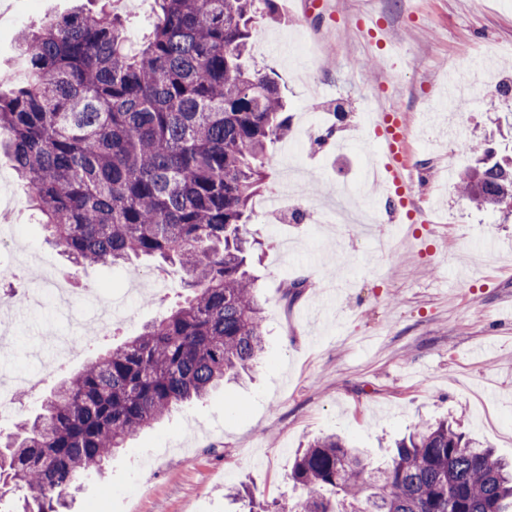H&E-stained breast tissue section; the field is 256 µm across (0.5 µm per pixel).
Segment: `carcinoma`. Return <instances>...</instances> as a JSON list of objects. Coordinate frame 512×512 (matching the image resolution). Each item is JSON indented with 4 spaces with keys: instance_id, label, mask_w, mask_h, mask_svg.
<instances>
[{
    "instance_id": "obj_1",
    "label": "carcinoma",
    "mask_w": 512,
    "mask_h": 512,
    "mask_svg": "<svg viewBox=\"0 0 512 512\" xmlns=\"http://www.w3.org/2000/svg\"><path fill=\"white\" fill-rule=\"evenodd\" d=\"M145 43L121 15L49 16L18 37L25 80L0 72V156L51 242L88 265L186 272V295L63 378L35 418L0 432V499L61 512L145 428L252 369L265 348L248 224L270 147L290 128L272 68L250 44L275 0H158ZM480 153L457 183L477 209L512 201V166ZM304 497L265 512H512V465L442 419L395 442L385 468L331 434L289 475Z\"/></svg>"
}]
</instances>
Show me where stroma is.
Listing matches in <instances>:
<instances>
[{
  "instance_id": "obj_1",
  "label": "stroma",
  "mask_w": 512,
  "mask_h": 512,
  "mask_svg": "<svg viewBox=\"0 0 512 512\" xmlns=\"http://www.w3.org/2000/svg\"><path fill=\"white\" fill-rule=\"evenodd\" d=\"M278 3V20L264 23L251 46L253 59L280 76L291 117L290 135L270 152L268 194L286 172L296 178L287 221L257 213L248 226L260 244L252 272L265 309V353L248 376L136 437L104 478L85 483L70 512H241L224 496L239 482L259 503L297 501L304 493L288 474L314 439H353L376 467L392 440L445 416L512 461V214L464 201L456 186L465 167L450 155L455 144L476 140L512 155V129L500 118L512 113V96L499 91L512 80V0H328L312 11L302 0ZM79 5L98 8L97 0H0V71L14 70L21 29ZM111 8L130 42L151 32L155 0H111ZM458 70L468 71L471 87L452 112L446 83ZM382 110L408 114L413 170L434 177L414 194L415 243L376 252L356 226L314 218L370 162L369 115ZM322 126L336 134L319 147ZM0 205L14 210L4 231L17 241L0 265L22 264L27 287H42L45 267L67 261L46 242L25 185L3 160ZM152 273L147 260L133 272L103 265L79 272L119 308V323L67 373L182 299L175 269L146 304L140 290ZM298 277L303 293L286 302L282 285ZM13 315L0 367L42 370L55 354L44 336L67 333L68 321L49 303Z\"/></svg>"
}]
</instances>
